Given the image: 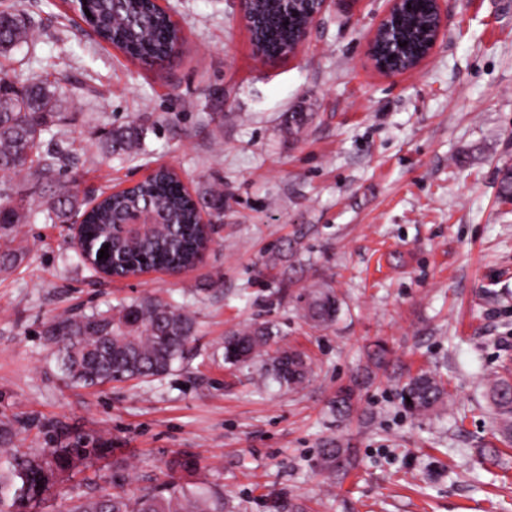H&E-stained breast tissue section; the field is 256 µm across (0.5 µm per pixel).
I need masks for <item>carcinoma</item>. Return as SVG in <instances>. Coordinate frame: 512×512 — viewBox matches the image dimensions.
<instances>
[{
  "label": "carcinoma",
  "instance_id": "carcinoma-1",
  "mask_svg": "<svg viewBox=\"0 0 512 512\" xmlns=\"http://www.w3.org/2000/svg\"><path fill=\"white\" fill-rule=\"evenodd\" d=\"M79 14L97 37L142 64L170 55L178 41L171 17L152 0H78ZM292 11H281L279 0H259L253 5L260 24L253 39L264 55L288 53L296 32L307 23L304 0ZM407 32L403 61L410 62L422 43L423 27L431 20L427 0H403L394 17ZM33 21L0 9V58L32 41ZM74 108L57 83L35 75L10 78L0 75V239L13 236L18 227L39 213L37 191L50 192L47 218L75 214L84 218L90 243L105 239L123 272L141 268L164 269L194 264L208 242V230L199 223V210L224 208V189L212 186L205 197H193L176 173L159 169L133 187L102 195L94 207L80 200L77 179L66 175L72 159L61 127ZM148 128L127 124L111 128L100 149L109 155L134 157L143 150ZM22 177L19 183L14 178ZM148 206L160 218L154 235L132 240L118 234L117 224L130 212ZM305 316L317 325L336 320L338 301L329 288L300 294ZM196 321L191 312L156 297L145 296L107 311H93L53 319L45 330L55 346L58 366L73 384L86 387L112 382H148L171 371L184 360L194 341ZM274 333L257 326L231 333L224 339V358L241 361L266 346ZM311 366L299 351L282 347L268 363L262 381L295 388L306 382ZM444 376L426 370L399 386L404 408L423 416L449 404L452 395ZM496 429L512 443V377L500 375L487 385ZM12 429L0 428V512H42L55 489L112 449L104 442L80 444L81 438L55 434L53 447H10ZM196 464L189 459L172 463L168 480L138 492H111L102 487L92 495L77 497L65 512H233L224 494L206 482L192 479Z\"/></svg>",
  "mask_w": 512,
  "mask_h": 512
}]
</instances>
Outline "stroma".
Listing matches in <instances>:
<instances>
[{"label": "stroma", "instance_id": "35a3bbf8", "mask_svg": "<svg viewBox=\"0 0 512 512\" xmlns=\"http://www.w3.org/2000/svg\"><path fill=\"white\" fill-rule=\"evenodd\" d=\"M33 19L12 70L58 78L81 108L65 128L82 196L117 191L163 160L191 194L224 186L214 244L181 278L152 271L98 277L69 224L37 215L0 264V423L18 448H44L59 427L114 449L58 487L54 505L124 480H164L173 457L240 512H512V445L495 432L485 381L512 370V0H444V26L415 71L380 73L368 39L389 0H328L304 48L261 60L239 0H166L185 41L163 67L98 43L71 0H0ZM301 112V133L288 115ZM137 120L134 158L97 146ZM327 284L341 309L311 327L299 295ZM155 296L191 311L196 339L148 383L68 384L44 336L62 314ZM268 325L274 345L312 361L290 391L260 384L266 354L230 364L224 338ZM389 350L383 366L368 353ZM436 367L454 403L418 418L398 377ZM363 383L349 415L336 392ZM354 465L325 472L320 451Z\"/></svg>", "mask_w": 512, "mask_h": 512}]
</instances>
